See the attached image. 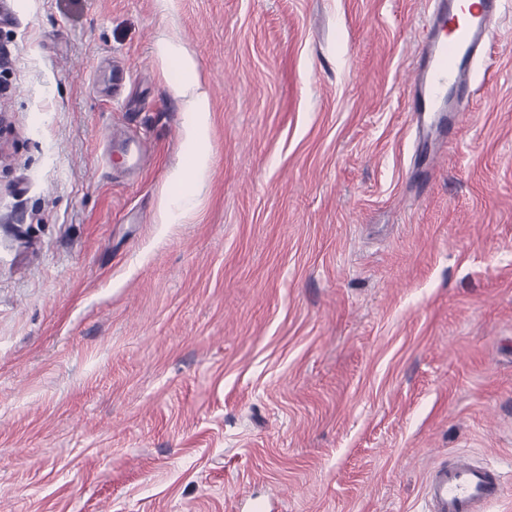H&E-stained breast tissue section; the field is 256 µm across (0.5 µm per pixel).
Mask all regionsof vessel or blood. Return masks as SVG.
I'll return each instance as SVG.
<instances>
[{
  "mask_svg": "<svg viewBox=\"0 0 512 512\" xmlns=\"http://www.w3.org/2000/svg\"><path fill=\"white\" fill-rule=\"evenodd\" d=\"M418 66L409 84V110L421 141L447 138L449 113L468 111L482 63L503 16V0H429ZM504 474L494 464L453 454L430 472L427 512H485L502 499Z\"/></svg>",
  "mask_w": 512,
  "mask_h": 512,
  "instance_id": "vessel-or-blood-1",
  "label": "vessel or blood"
}]
</instances>
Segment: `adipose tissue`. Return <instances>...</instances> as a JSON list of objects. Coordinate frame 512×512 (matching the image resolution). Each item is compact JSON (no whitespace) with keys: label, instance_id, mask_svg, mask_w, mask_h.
I'll use <instances>...</instances> for the list:
<instances>
[{"label":"adipose tissue","instance_id":"obj_1","mask_svg":"<svg viewBox=\"0 0 512 512\" xmlns=\"http://www.w3.org/2000/svg\"><path fill=\"white\" fill-rule=\"evenodd\" d=\"M152 54L163 72H175V79L168 84L169 93L190 116L189 162L173 173L158 205L161 223L172 224L179 213L192 205L193 185L211 170L209 141L215 122L214 104L197 59L179 37L160 39L154 44Z\"/></svg>","mask_w":512,"mask_h":512}]
</instances>
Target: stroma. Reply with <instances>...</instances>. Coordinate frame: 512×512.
I'll return each mask as SVG.
<instances>
[{"mask_svg":"<svg viewBox=\"0 0 512 512\" xmlns=\"http://www.w3.org/2000/svg\"><path fill=\"white\" fill-rule=\"evenodd\" d=\"M0 23V512H423L512 474V0L432 173L426 0H9ZM197 210L158 223L189 116ZM152 54L164 74L175 71L176 79L169 82L168 90L180 102L182 112L190 116L187 128L190 141L189 163L173 173L158 205L159 223L173 224L179 213L192 205L193 185L207 177L211 170L209 141L215 122V110L199 63L179 37L160 39L154 44ZM504 473L489 462H473L453 454L430 472L426 488L427 512H484L501 501Z\"/></svg>","mask_w":512,"mask_h":512,"instance_id":"1","label":"stroma"}]
</instances>
